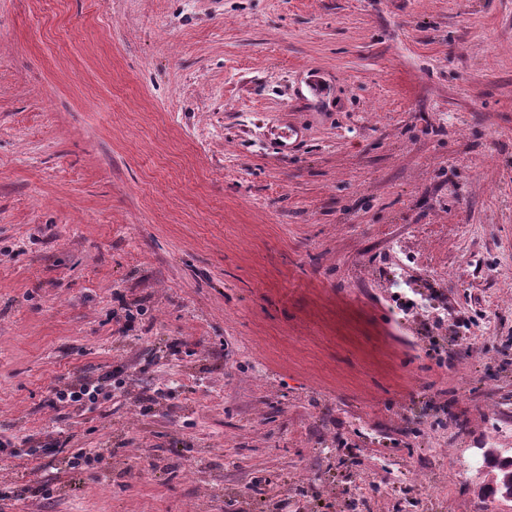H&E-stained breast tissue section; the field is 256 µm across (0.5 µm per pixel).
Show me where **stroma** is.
I'll list each match as a JSON object with an SVG mask.
<instances>
[{
	"label": "stroma",
	"instance_id": "1",
	"mask_svg": "<svg viewBox=\"0 0 512 512\" xmlns=\"http://www.w3.org/2000/svg\"><path fill=\"white\" fill-rule=\"evenodd\" d=\"M0 425V512H512V0H0ZM111 392V372L94 380L78 377L63 387L53 388V394L59 403L81 411L92 409L100 398H109Z\"/></svg>",
	"mask_w": 512,
	"mask_h": 512
}]
</instances>
